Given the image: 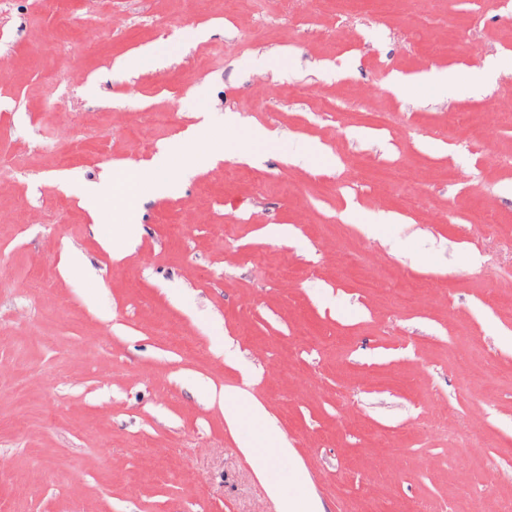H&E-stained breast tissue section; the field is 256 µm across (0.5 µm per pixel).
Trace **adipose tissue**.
Wrapping results in <instances>:
<instances>
[{
	"instance_id": "adipose-tissue-1",
	"label": "adipose tissue",
	"mask_w": 512,
	"mask_h": 512,
	"mask_svg": "<svg viewBox=\"0 0 512 512\" xmlns=\"http://www.w3.org/2000/svg\"><path fill=\"white\" fill-rule=\"evenodd\" d=\"M172 149H164L156 157L152 170L125 169L104 177L87 197L89 208L96 209L103 205H112L116 211L117 222L121 226V236L126 244H133L139 228L132 220L143 196L163 195L174 186L173 179L167 178L166 172L172 165ZM211 398L224 408V417L228 426L240 424L243 418L266 425L268 414L260 403L254 401L243 389L228 392H212ZM264 449L244 448L248 458L259 456L261 451H273L280 457L290 460L289 472L298 487L296 493H288L282 484L269 485L268 492L276 500L279 512H323V505L318 498L306 491L307 474L299 462L294 459V452L287 448L282 437L274 430L268 429Z\"/></svg>"
}]
</instances>
